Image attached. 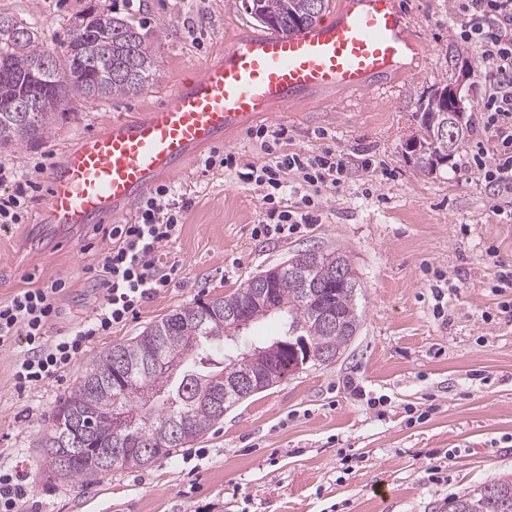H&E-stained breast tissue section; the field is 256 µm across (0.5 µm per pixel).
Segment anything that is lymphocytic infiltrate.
Segmentation results:
<instances>
[{"mask_svg":"<svg viewBox=\"0 0 512 512\" xmlns=\"http://www.w3.org/2000/svg\"><path fill=\"white\" fill-rule=\"evenodd\" d=\"M461 37L483 64L490 91L482 100L484 134L466 148L467 168L479 172L493 189V207L512 214V0H462L457 17ZM285 130L259 126L255 136L266 159L250 166L248 179L262 193L263 220L257 237H287L313 224L316 200L340 192L349 178L345 160L325 147L291 153L282 147ZM302 191L301 202L289 206L288 183ZM37 184L30 174L0 163V224H18L29 194ZM191 202L174 187L162 185L139 207L132 222L103 228L110 242L96 274L102 297L91 318L66 334L49 337L63 289L54 281L19 291L0 302V347L23 341L26 355L14 368L18 388L58 377L85 352L87 342L137 314L142 303L172 281L154 268V257L169 242Z\"/></svg>","mask_w":512,"mask_h":512,"instance_id":"obj_1","label":"lymphocytic infiltrate"}]
</instances>
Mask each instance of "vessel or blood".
<instances>
[{"instance_id": "obj_1", "label": "vessel or blood", "mask_w": 512, "mask_h": 512, "mask_svg": "<svg viewBox=\"0 0 512 512\" xmlns=\"http://www.w3.org/2000/svg\"><path fill=\"white\" fill-rule=\"evenodd\" d=\"M417 52L398 0H340L324 23L235 42L166 102L70 149L48 179L43 221L88 229L118 218L162 177L187 170L196 149L223 143L270 106L295 107L317 91L384 90Z\"/></svg>"}]
</instances>
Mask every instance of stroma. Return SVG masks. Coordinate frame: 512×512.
I'll return each instance as SVG.
<instances>
[{
  "instance_id": "35a3bbf8",
  "label": "stroma",
  "mask_w": 512,
  "mask_h": 512,
  "mask_svg": "<svg viewBox=\"0 0 512 512\" xmlns=\"http://www.w3.org/2000/svg\"><path fill=\"white\" fill-rule=\"evenodd\" d=\"M145 4L158 78L132 97L70 104L43 143L0 152V163L36 172L38 183L23 223L0 224V301L64 282L52 337L91 316L100 297L94 270L108 243L89 229L41 224L48 171L85 135L165 102L226 46L260 32L243 0ZM400 5L420 57L393 76L387 96L316 93L262 119L287 128L288 151L329 146L353 167L342 192L320 199L318 223L286 238H255L264 214L258 191L222 168L202 172L214 149L199 148L189 173L164 179L192 201L155 257L156 268L176 271L169 287L93 337L83 360L26 390L13 380L22 345L0 348V466L27 473L35 512H442L448 497L512 473V312L492 290L501 265L512 266V218L492 210L464 153L430 176L404 153L421 98L454 82L462 65L471 72L464 121L469 137L478 135L482 65L455 24L460 0ZM91 7L108 10L112 0H0V15L26 19L57 52ZM365 154L391 174L370 197L358 168ZM308 246L346 251L362 283L360 327L339 359L236 404L204 436L147 467L89 482L52 477L40 441L86 360L173 310L233 293Z\"/></svg>"
}]
</instances>
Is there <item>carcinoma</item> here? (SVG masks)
<instances>
[{
  "label": "carcinoma",
  "instance_id": "carcinoma-1",
  "mask_svg": "<svg viewBox=\"0 0 512 512\" xmlns=\"http://www.w3.org/2000/svg\"><path fill=\"white\" fill-rule=\"evenodd\" d=\"M245 11L260 27L289 35L319 22L329 0H319L310 12V0H245ZM157 65L150 34L143 19L134 13L90 9L73 26L65 49L56 53L44 48L31 23L0 15V150L36 145L49 138L63 106L73 101L118 99L139 94L154 81ZM42 94L48 104L22 115L10 111L19 100ZM440 121L421 113L411 139L420 144L413 166L422 175L436 168L431 157L442 147ZM274 279L273 298L284 307L288 333L307 341L313 349L310 363H330L346 350L360 320L356 309L360 280L346 252L323 251L312 262L308 251L299 250L281 263ZM314 267L313 278L322 288L315 303L336 311V330L324 329L313 306L302 296L295 271ZM247 288L197 302L165 315L146 327L127 344H115L92 359L82 380L53 415L52 431L41 439L48 469L61 481L88 480L114 469L143 467L176 448H182L224 418V411L242 401L232 394L218 412L207 402L213 386L206 365L219 362L224 379L246 377L254 363L229 354L224 343L231 331L225 309L246 302ZM160 337L162 354L183 363L175 373L162 370L132 377L117 362L136 360L143 348ZM290 356L271 361V388L288 377ZM123 407L141 419L134 429L116 435L110 411ZM64 427L69 439L64 448L54 447V436ZM446 512H512V474L479 484L469 492L451 496Z\"/></svg>",
  "mask_w": 512,
  "mask_h": 512
}]
</instances>
